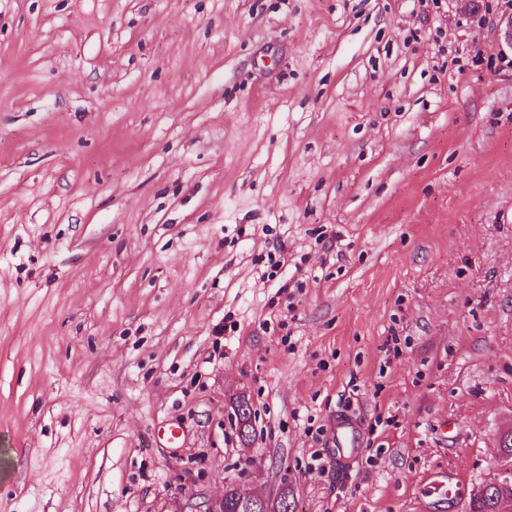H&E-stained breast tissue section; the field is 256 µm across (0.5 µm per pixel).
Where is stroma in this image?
<instances>
[{"instance_id": "1", "label": "stroma", "mask_w": 512, "mask_h": 512, "mask_svg": "<svg viewBox=\"0 0 512 512\" xmlns=\"http://www.w3.org/2000/svg\"><path fill=\"white\" fill-rule=\"evenodd\" d=\"M508 15L0 0V512H465L512 428ZM330 457L336 465V471H343L358 455L362 447L358 426L346 415L338 417L333 432Z\"/></svg>"}]
</instances>
